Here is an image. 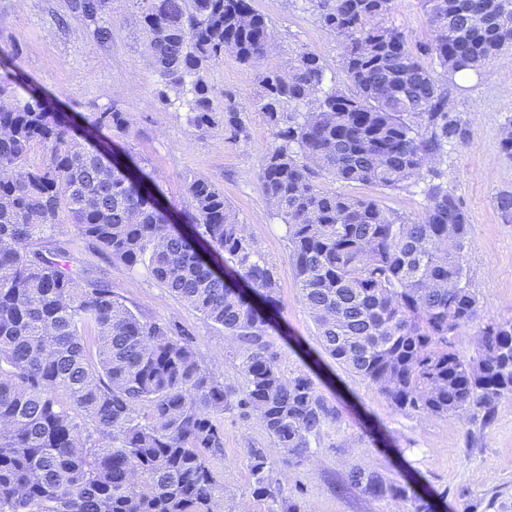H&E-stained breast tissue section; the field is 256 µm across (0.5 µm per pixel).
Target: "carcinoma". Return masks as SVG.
Instances as JSON below:
<instances>
[{
	"label": "carcinoma",
	"instance_id": "1",
	"mask_svg": "<svg viewBox=\"0 0 512 512\" xmlns=\"http://www.w3.org/2000/svg\"><path fill=\"white\" fill-rule=\"evenodd\" d=\"M131 2L158 82L191 95L195 126L221 123L229 139L248 138L235 95L216 105L206 75L226 53L256 71L273 136L257 178L288 227L325 353L404 412L489 415L511 396L512 319L480 327L474 355L454 350L479 306L467 267L471 225L439 163L465 135L443 77L512 48V0H422L433 37L415 50L388 22L397 0H306L342 47L348 91L326 86V67L310 51L262 67L275 34L251 0ZM108 7L71 0L100 45L112 41ZM0 101V168L12 172L0 178V512H217L224 483L209 456L223 450L220 417L236 405L256 412L288 461L304 457L339 414L311 378L281 367L267 339L275 269L224 192L194 178L190 227L176 224L143 169L131 178L102 163L98 147L75 140L56 101L21 88L8 68ZM124 125L115 107L97 112L84 140ZM38 144L47 157L33 166ZM322 172L388 190L420 184L424 215L411 221L371 196L324 190L315 183ZM495 202L512 222V192ZM67 221L112 257L147 267L240 343L242 398L200 364L189 334L142 320L103 280L79 284L61 262L63 243L48 256L28 251ZM251 473L256 496L282 495L257 451ZM348 482L377 499L408 498L406 486L361 466Z\"/></svg>",
	"mask_w": 512,
	"mask_h": 512
}]
</instances>
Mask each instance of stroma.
Instances as JSON below:
<instances>
[{"label":"stroma","instance_id":"stroma-1","mask_svg":"<svg viewBox=\"0 0 512 512\" xmlns=\"http://www.w3.org/2000/svg\"><path fill=\"white\" fill-rule=\"evenodd\" d=\"M70 3L0 0V60L10 61L15 73L54 98L60 111L75 115L79 126H86L94 113L118 108L126 130L106 134V141L133 156L174 213L191 212L187 184L194 177H206L223 191L259 252L276 269L280 314L268 339L282 368L308 375L340 413L306 456L291 463L255 412H225L224 450L212 460L225 488L219 512H281L282 499L253 493V450L265 456L282 484V498H290L299 512H415L419 497L433 512H512V397L497 401L488 419L473 410L447 417L405 413L322 350L289 259L286 227L273 216L256 178L272 136L255 105L260 88L253 72L228 53L207 74L215 100L230 91L243 107L249 136L232 142L223 126L201 129L190 122L177 95H160L128 0H111L104 20L112 27V41L104 46L93 40L81 17L70 13ZM252 6L268 19L279 44L265 67L283 66L287 49L309 50L325 64L328 79L344 86L340 48L302 0H252ZM60 14L68 17L66 27L56 23ZM447 88L466 137L448 144L442 167L471 224L470 285L481 320L510 319L512 222L502 219L495 196L512 191V157L501 148L503 126L512 118V74L500 73L492 61L449 79ZM318 183L352 196L375 197L389 212L412 220L424 213V197L415 186L385 190L327 175ZM59 241L66 244L70 268L82 280H104L138 316L188 332L200 363L217 366L225 387L243 390L241 349L223 327L181 301L145 268L128 267L100 251L74 225H65L60 239L46 238L33 247L46 254ZM355 465L406 485L410 499L378 500L348 487L347 473Z\"/></svg>","mask_w":512,"mask_h":512}]
</instances>
